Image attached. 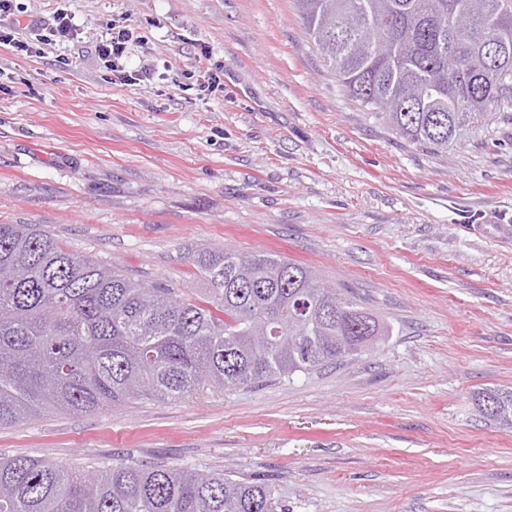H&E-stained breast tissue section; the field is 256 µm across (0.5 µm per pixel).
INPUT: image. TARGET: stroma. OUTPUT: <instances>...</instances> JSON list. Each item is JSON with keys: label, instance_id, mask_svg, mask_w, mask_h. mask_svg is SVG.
Segmentation results:
<instances>
[{"label": "stroma", "instance_id": "obj_1", "mask_svg": "<svg viewBox=\"0 0 512 512\" xmlns=\"http://www.w3.org/2000/svg\"><path fill=\"white\" fill-rule=\"evenodd\" d=\"M71 14L43 56L0 46V223L204 294L191 256L265 249L316 266L386 326L356 359L0 428V457L134 460L271 485L283 512H512V430L477 391L512 388V112L437 154L345 95L293 0H14L5 25ZM141 42L116 85L102 23ZM224 67L201 95L198 55ZM128 20L125 17L112 18L95 41V53L104 67L112 73L113 84L133 85L153 78L148 68L133 71L120 63L127 56L129 45L141 41L142 38L135 33L136 27L127 23Z\"/></svg>", "mask_w": 512, "mask_h": 512}]
</instances>
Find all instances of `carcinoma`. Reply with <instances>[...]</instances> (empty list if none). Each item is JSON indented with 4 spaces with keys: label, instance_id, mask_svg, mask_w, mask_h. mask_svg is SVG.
Listing matches in <instances>:
<instances>
[{
    "label": "carcinoma",
    "instance_id": "carcinoma-1",
    "mask_svg": "<svg viewBox=\"0 0 512 512\" xmlns=\"http://www.w3.org/2000/svg\"><path fill=\"white\" fill-rule=\"evenodd\" d=\"M346 95L399 137L448 152L460 128L512 110V0H294ZM204 298L67 250L38 224H0V427L93 413L200 386L242 387L353 359L376 318L314 266L267 251L193 258ZM512 429V390L475 395ZM85 473L0 457V512H278L271 486L139 462Z\"/></svg>",
    "mask_w": 512,
    "mask_h": 512
}]
</instances>
